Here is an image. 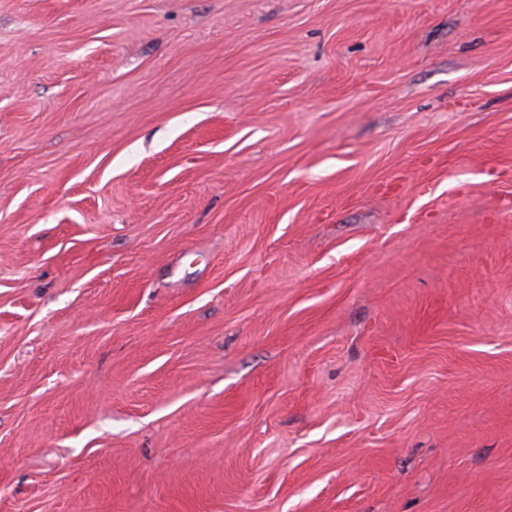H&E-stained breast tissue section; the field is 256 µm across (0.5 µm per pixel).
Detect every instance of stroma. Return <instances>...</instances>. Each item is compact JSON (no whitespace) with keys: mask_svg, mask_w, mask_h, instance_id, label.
Here are the masks:
<instances>
[{"mask_svg":"<svg viewBox=\"0 0 512 512\" xmlns=\"http://www.w3.org/2000/svg\"><path fill=\"white\" fill-rule=\"evenodd\" d=\"M0 512H512V0H0Z\"/></svg>","mask_w":512,"mask_h":512,"instance_id":"stroma-1","label":"stroma"}]
</instances>
